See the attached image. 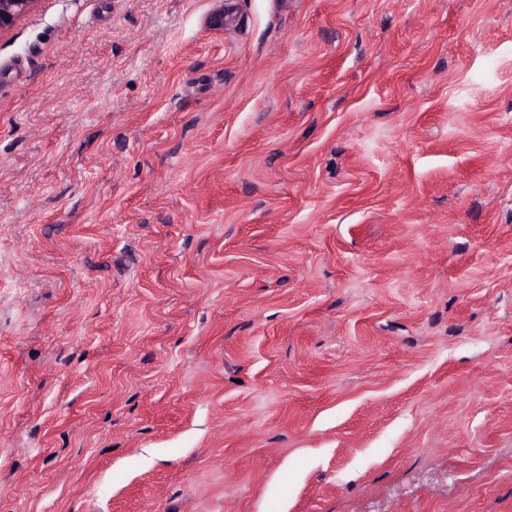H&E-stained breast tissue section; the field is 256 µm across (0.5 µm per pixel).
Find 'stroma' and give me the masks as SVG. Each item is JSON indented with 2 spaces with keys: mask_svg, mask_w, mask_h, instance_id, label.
<instances>
[{
  "mask_svg": "<svg viewBox=\"0 0 512 512\" xmlns=\"http://www.w3.org/2000/svg\"><path fill=\"white\" fill-rule=\"evenodd\" d=\"M0 512H512V0L1 36Z\"/></svg>",
  "mask_w": 512,
  "mask_h": 512,
  "instance_id": "35a3bbf8",
  "label": "stroma"
}]
</instances>
